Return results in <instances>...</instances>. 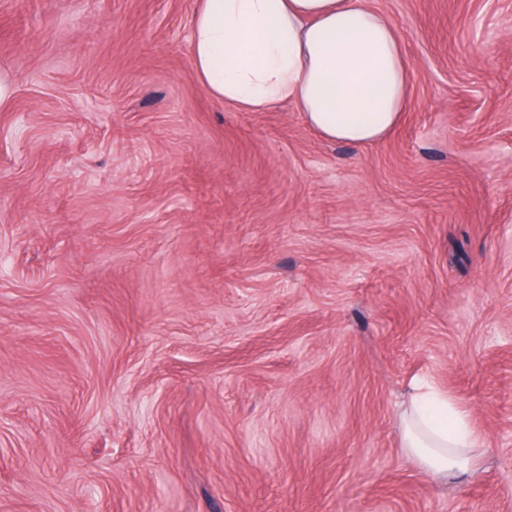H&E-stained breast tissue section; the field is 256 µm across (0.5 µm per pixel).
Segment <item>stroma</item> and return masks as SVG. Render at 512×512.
I'll return each mask as SVG.
<instances>
[{
	"mask_svg": "<svg viewBox=\"0 0 512 512\" xmlns=\"http://www.w3.org/2000/svg\"><path fill=\"white\" fill-rule=\"evenodd\" d=\"M367 2L411 102L352 145L211 96L199 0H0V512H512V0ZM404 448L434 478L476 472L484 447L470 424L468 412L446 394L415 391L402 421Z\"/></svg>",
	"mask_w": 512,
	"mask_h": 512,
	"instance_id": "obj_1",
	"label": "stroma"
}]
</instances>
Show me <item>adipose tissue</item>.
I'll use <instances>...</instances> for the list:
<instances>
[{"label":"adipose tissue","instance_id":"obj_1","mask_svg":"<svg viewBox=\"0 0 512 512\" xmlns=\"http://www.w3.org/2000/svg\"><path fill=\"white\" fill-rule=\"evenodd\" d=\"M192 25L199 80L241 109L287 102L322 138L365 144L387 135L408 105L403 46L365 0H200ZM402 439L433 477L479 468L483 438L445 394L413 393Z\"/></svg>","mask_w":512,"mask_h":512}]
</instances>
